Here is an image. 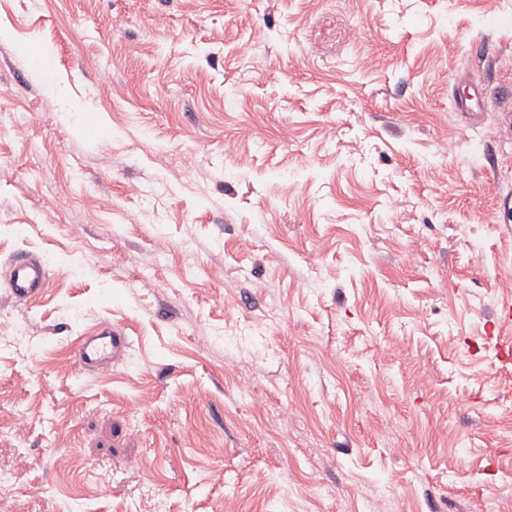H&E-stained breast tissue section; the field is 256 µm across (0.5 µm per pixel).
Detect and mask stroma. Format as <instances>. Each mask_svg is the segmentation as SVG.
I'll return each instance as SVG.
<instances>
[{
	"label": "stroma",
	"mask_w": 512,
	"mask_h": 512,
	"mask_svg": "<svg viewBox=\"0 0 512 512\" xmlns=\"http://www.w3.org/2000/svg\"><path fill=\"white\" fill-rule=\"evenodd\" d=\"M508 107L512 0H0V512H512ZM46 272L43 265L31 261L26 255H18L11 262L9 287L13 297L19 302L36 298L43 290ZM129 343L126 336L112 328L109 323H101L83 336L73 349L76 364L91 372L104 371L126 357Z\"/></svg>",
	"instance_id": "1"
}]
</instances>
